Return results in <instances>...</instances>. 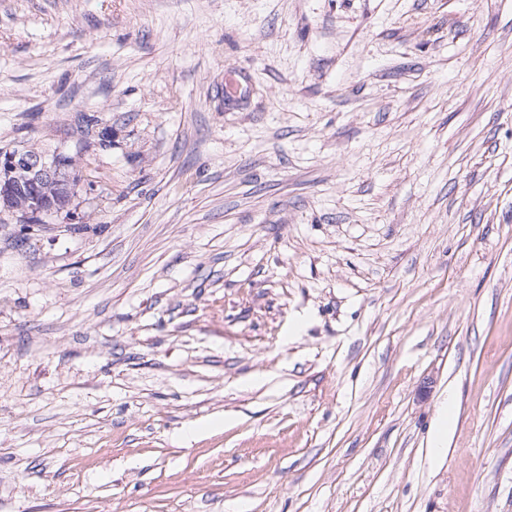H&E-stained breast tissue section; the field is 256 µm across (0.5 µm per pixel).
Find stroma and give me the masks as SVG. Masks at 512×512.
I'll list each match as a JSON object with an SVG mask.
<instances>
[{"label": "stroma", "mask_w": 512, "mask_h": 512, "mask_svg": "<svg viewBox=\"0 0 512 512\" xmlns=\"http://www.w3.org/2000/svg\"><path fill=\"white\" fill-rule=\"evenodd\" d=\"M0 147V512H512V0H0ZM73 166L70 157L66 160L50 158L47 155L30 150H0V197L6 198L13 194L12 183L8 178L2 180L3 173L10 176L12 173L22 174L33 195L42 185L58 182L64 171ZM77 179V176H73L71 179V175H69V179L67 181L64 180L65 183L61 188L44 195L45 198H40V204H38L37 208L43 210L44 213L58 212L60 209L65 208L70 200L72 186H74V182ZM454 396L451 391H448V395L444 398L439 414L438 425L435 429L432 438V448L436 453H440L445 448L446 439L448 436V426L451 425V421L448 418V411L453 407Z\"/></svg>", "instance_id": "1"}]
</instances>
